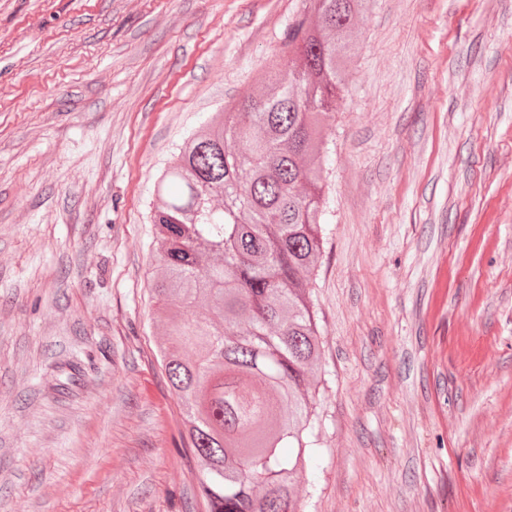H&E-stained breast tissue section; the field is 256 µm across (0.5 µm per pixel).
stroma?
<instances>
[{
	"mask_svg": "<svg viewBox=\"0 0 512 512\" xmlns=\"http://www.w3.org/2000/svg\"><path fill=\"white\" fill-rule=\"evenodd\" d=\"M301 0H0V512H185L150 222ZM325 127L306 512H512V0H373Z\"/></svg>",
	"mask_w": 512,
	"mask_h": 512,
	"instance_id": "35a3bbf8",
	"label": "stroma"
}]
</instances>
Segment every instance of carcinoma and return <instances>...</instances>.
Here are the masks:
<instances>
[{
  "instance_id": "1",
  "label": "carcinoma",
  "mask_w": 512,
  "mask_h": 512,
  "mask_svg": "<svg viewBox=\"0 0 512 512\" xmlns=\"http://www.w3.org/2000/svg\"><path fill=\"white\" fill-rule=\"evenodd\" d=\"M308 2L314 21L292 22L283 39L288 76L189 140L154 186L163 276L153 291L187 310L205 297L223 319L172 325L162 363L203 466L206 512H304L298 487L317 445L307 285L323 248L322 122L351 57L336 36L368 0Z\"/></svg>"
}]
</instances>
